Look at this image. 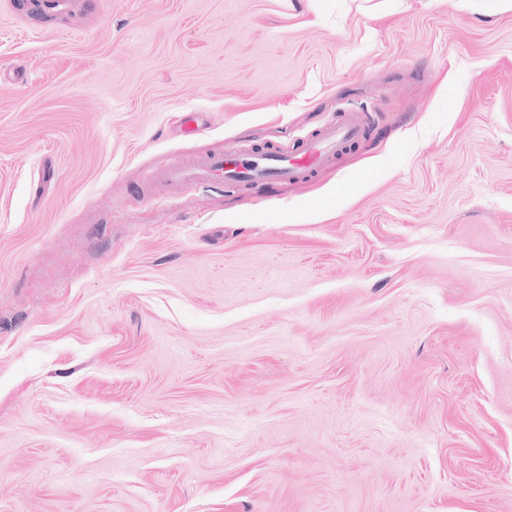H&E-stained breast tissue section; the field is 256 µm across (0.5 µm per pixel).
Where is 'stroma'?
<instances>
[{"label":"stroma","mask_w":512,"mask_h":512,"mask_svg":"<svg viewBox=\"0 0 512 512\" xmlns=\"http://www.w3.org/2000/svg\"><path fill=\"white\" fill-rule=\"evenodd\" d=\"M0 512H512V0H0ZM354 112L343 111L316 136L292 149H260L205 157L190 166L170 169L168 181L211 187L227 182L246 184L295 182L310 178L339 153L364 136Z\"/></svg>","instance_id":"1"}]
</instances>
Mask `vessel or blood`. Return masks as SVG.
<instances>
[{"instance_id": "vessel-or-blood-1", "label": "vessel or blood", "mask_w": 512, "mask_h": 512, "mask_svg": "<svg viewBox=\"0 0 512 512\" xmlns=\"http://www.w3.org/2000/svg\"><path fill=\"white\" fill-rule=\"evenodd\" d=\"M365 133L355 113L340 112L316 136L290 149H260L205 157L190 166L170 169L174 184L211 187L227 182L246 184L295 182L310 178Z\"/></svg>"}]
</instances>
